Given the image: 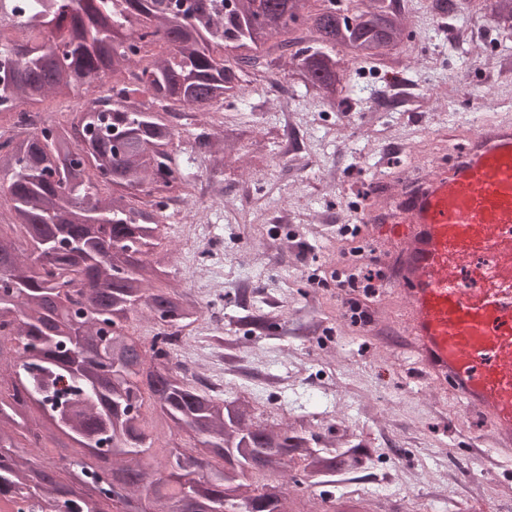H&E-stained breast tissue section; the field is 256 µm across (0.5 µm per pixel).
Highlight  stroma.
I'll list each match as a JSON object with an SVG mask.
<instances>
[{
	"label": "stroma",
	"mask_w": 512,
	"mask_h": 512,
	"mask_svg": "<svg viewBox=\"0 0 512 512\" xmlns=\"http://www.w3.org/2000/svg\"><path fill=\"white\" fill-rule=\"evenodd\" d=\"M431 0H402L414 34L402 65H348L347 77L386 89L393 74L414 86L411 104L386 112L365 94L337 109L300 98L246 93L239 118L218 132L230 152L223 175L208 179L207 205L190 201L164 228L170 284L203 307L202 323H222L215 357L201 325L184 329L180 358L206 383L253 407L257 421L304 420L317 431L357 434L371 459L336 485L366 497L368 512H512V459L498 457L483 423L422 378L396 321L378 332L354 325L355 292L329 284L350 246L378 263L384 240L343 225L374 198L381 181L430 173L449 148L463 149L484 121L512 122V32L497 30L483 0L454 17L434 16ZM300 151L280 153L284 128ZM456 130L448 142V130ZM260 316V336L239 321Z\"/></svg>",
	"instance_id": "stroma-1"
}]
</instances>
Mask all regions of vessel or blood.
Returning a JSON list of instances; mask_svg holds the SVG:
<instances>
[{
    "label": "vessel or blood",
    "mask_w": 512,
    "mask_h": 512,
    "mask_svg": "<svg viewBox=\"0 0 512 512\" xmlns=\"http://www.w3.org/2000/svg\"><path fill=\"white\" fill-rule=\"evenodd\" d=\"M360 221L398 243L393 317L425 376L451 391L512 456V122L483 124L462 151L401 188L381 184Z\"/></svg>",
    "instance_id": "vessel-or-blood-1"
}]
</instances>
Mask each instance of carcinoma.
Wrapping results in <instances>:
<instances>
[{"instance_id": "cac0c4a2", "label": "carcinoma", "mask_w": 512, "mask_h": 512, "mask_svg": "<svg viewBox=\"0 0 512 512\" xmlns=\"http://www.w3.org/2000/svg\"><path fill=\"white\" fill-rule=\"evenodd\" d=\"M0 0V512H294L276 474L323 486L362 469L356 436L261 425L252 407L221 398L177 353L198 302L163 284L149 257L172 200L193 185L175 138L239 111L244 85L260 97L305 94L336 109L348 88L344 57L361 68L409 50L401 0ZM512 31V0H486ZM461 0H432L453 16ZM112 95L72 120L20 127L17 107L68 99L93 80ZM209 171L224 169L212 134H194ZM9 227L11 232L3 231ZM153 323L149 340L128 334ZM112 325V370L96 350ZM169 430L166 454L144 414ZM59 433L67 463L27 459ZM112 456V484L95 460Z\"/></svg>"}]
</instances>
